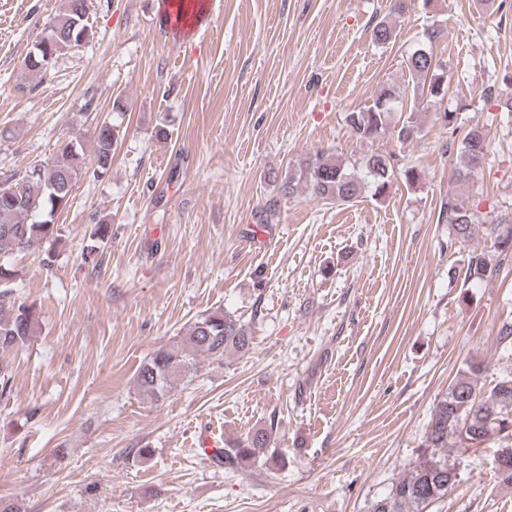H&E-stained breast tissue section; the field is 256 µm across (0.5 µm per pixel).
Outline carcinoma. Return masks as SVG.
I'll list each match as a JSON object with an SVG mask.
<instances>
[{
	"mask_svg": "<svg viewBox=\"0 0 512 512\" xmlns=\"http://www.w3.org/2000/svg\"><path fill=\"white\" fill-rule=\"evenodd\" d=\"M46 30L51 38H38L24 60L27 69L39 74L46 73L59 55L89 39L88 0H61ZM444 37L445 30L440 25H429L424 31V43L406 61L416 88L435 102L444 101L448 95L446 71L434 64L432 51L433 44ZM392 38V28L386 21L372 28L375 43L385 45ZM345 121L360 141L372 142L390 129L402 142L411 141L420 133L416 112L407 111L401 92L390 86L383 88L371 105L348 113ZM119 133L120 125L109 119L95 127L94 175L101 176L111 168ZM487 148L485 127L470 126L459 145L456 181L470 182L481 168ZM86 172L84 144L72 139L60 145L55 156L0 179V395L10 383L6 356L27 346L38 324L35 305L17 301L12 284L18 271L8 257L59 240L53 215L67 206L74 186ZM397 179L412 187L420 181V173L414 165L395 169L388 154L373 152L349 167L328 153L318 152L289 168L280 179L278 190L291 197L303 188L328 204L345 205L355 202L367 188L372 196L384 198ZM445 208L454 242L467 243L475 232L471 209L457 196L448 198ZM485 230L500 257L498 266L512 264V211L501 214L496 223L485 225ZM465 274L468 281L475 283L493 276L485 251H469ZM249 345L250 336L243 325L221 310L205 311L191 323L179 345L161 346L141 363L136 373L138 390L145 398L158 402L191 373V354L200 352L221 359L228 348L245 351ZM485 371L482 360L473 358L465 363L433 410L417 464L392 485L389 495L375 504L374 512H425L430 504L445 497L457 482L455 469L441 455V449L448 447L452 439L463 448H473L498 438L512 449V372L497 377L495 384L485 390L480 385ZM271 435L272 428H257L215 459L230 468L259 460L275 463Z\"/></svg>",
	"mask_w": 512,
	"mask_h": 512,
	"instance_id": "1",
	"label": "carcinoma"
}]
</instances>
